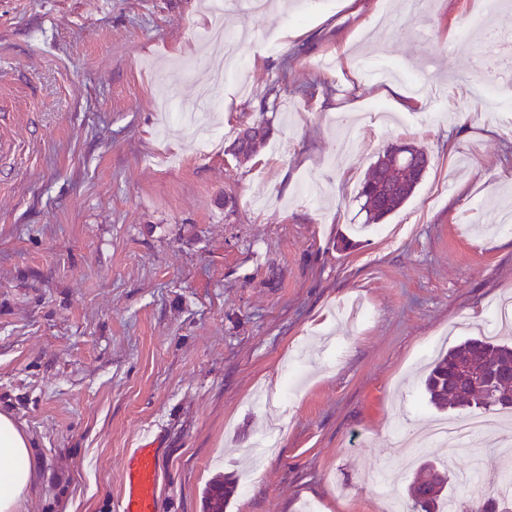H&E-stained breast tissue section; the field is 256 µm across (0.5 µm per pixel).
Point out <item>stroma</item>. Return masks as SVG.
<instances>
[{
  "instance_id": "1",
  "label": "stroma",
  "mask_w": 512,
  "mask_h": 512,
  "mask_svg": "<svg viewBox=\"0 0 512 512\" xmlns=\"http://www.w3.org/2000/svg\"><path fill=\"white\" fill-rule=\"evenodd\" d=\"M209 2L0 0V414L32 458L16 512H115L148 442L160 512H203L222 474L240 481L226 512H386L370 477L399 436L459 416L429 405V362L490 335L512 293V99L476 94L498 53L455 49L467 20L512 28V0H425L412 23L380 0ZM211 26L254 33L220 108L201 95ZM414 81L429 106L389 91ZM399 141L430 164L366 224L359 184ZM293 363L292 398L251 404ZM491 418L418 456L457 473L481 456L457 495L497 491L492 455L512 461V420ZM270 135V129L266 126L265 131L257 139V133L252 136H244V129L237 133L230 149L234 150L232 153L240 162L247 161L254 156L258 150L263 147ZM242 159V160H241Z\"/></svg>"
}]
</instances>
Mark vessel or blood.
<instances>
[{"mask_svg":"<svg viewBox=\"0 0 512 512\" xmlns=\"http://www.w3.org/2000/svg\"><path fill=\"white\" fill-rule=\"evenodd\" d=\"M159 449L145 445L131 449L124 464L118 512H159Z\"/></svg>","mask_w":512,"mask_h":512,"instance_id":"1","label":"vessel or blood"}]
</instances>
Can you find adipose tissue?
Returning <instances> with one entry per match:
<instances>
[{
	"mask_svg": "<svg viewBox=\"0 0 512 512\" xmlns=\"http://www.w3.org/2000/svg\"><path fill=\"white\" fill-rule=\"evenodd\" d=\"M30 478L28 438L9 416L0 414V512H15Z\"/></svg>",
	"mask_w": 512,
	"mask_h": 512,
	"instance_id": "ef3b65f1",
	"label": "adipose tissue"
}]
</instances>
